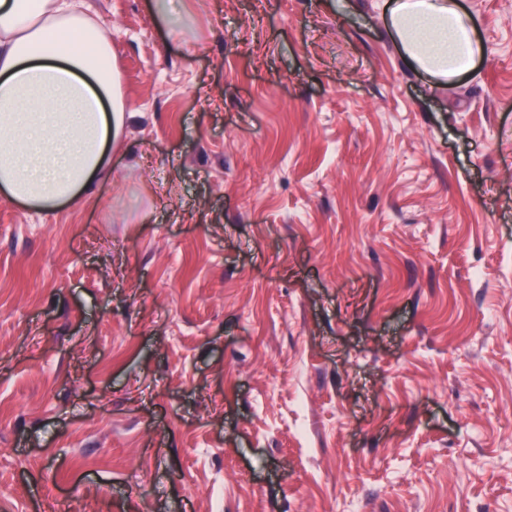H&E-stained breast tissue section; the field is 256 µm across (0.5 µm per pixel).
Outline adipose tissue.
I'll use <instances>...</instances> for the list:
<instances>
[{
  "label": "adipose tissue",
  "instance_id": "ef3b65f1",
  "mask_svg": "<svg viewBox=\"0 0 512 512\" xmlns=\"http://www.w3.org/2000/svg\"><path fill=\"white\" fill-rule=\"evenodd\" d=\"M86 0H0V195L52 211L111 168L125 113L112 46ZM407 58L456 80L481 54L455 0H394Z\"/></svg>",
  "mask_w": 512,
  "mask_h": 512
}]
</instances>
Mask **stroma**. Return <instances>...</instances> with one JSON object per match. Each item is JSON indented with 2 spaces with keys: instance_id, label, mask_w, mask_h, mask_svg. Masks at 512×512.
Listing matches in <instances>:
<instances>
[{
  "instance_id": "stroma-1",
  "label": "stroma",
  "mask_w": 512,
  "mask_h": 512,
  "mask_svg": "<svg viewBox=\"0 0 512 512\" xmlns=\"http://www.w3.org/2000/svg\"><path fill=\"white\" fill-rule=\"evenodd\" d=\"M94 0L112 174L0 198V512H512V0ZM390 11L409 62L435 78L456 80L482 52L452 0H394Z\"/></svg>"
}]
</instances>
